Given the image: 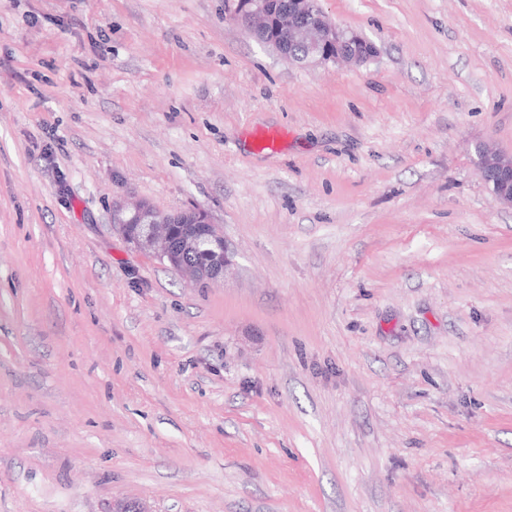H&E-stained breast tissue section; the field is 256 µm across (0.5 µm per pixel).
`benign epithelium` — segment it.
Returning a JSON list of instances; mask_svg holds the SVG:
<instances>
[{
	"label": "benign epithelium",
	"mask_w": 512,
	"mask_h": 512,
	"mask_svg": "<svg viewBox=\"0 0 512 512\" xmlns=\"http://www.w3.org/2000/svg\"><path fill=\"white\" fill-rule=\"evenodd\" d=\"M236 16L243 28L292 62L362 65L375 56L376 47L358 33L330 23L319 0H237ZM477 172L494 197L512 206V157L484 145L476 148ZM112 223L136 249L152 251L179 269L181 277L206 286L222 278L234 265V251L219 226L198 208L164 213L147 200L122 198L112 203ZM219 249V260L201 280L193 267L180 265L178 251L192 252L203 242Z\"/></svg>",
	"instance_id": "1"
}]
</instances>
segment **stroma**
Returning a JSON list of instances; mask_svg holds the SVG:
<instances>
[{"mask_svg": "<svg viewBox=\"0 0 512 512\" xmlns=\"http://www.w3.org/2000/svg\"><path fill=\"white\" fill-rule=\"evenodd\" d=\"M0 0V512H512V0ZM279 128V151L251 133ZM237 252L186 284L127 193ZM277 1L287 4L280 6ZM237 2L236 16L243 28L289 61L362 65L376 54L373 43L330 23L318 0ZM477 172L494 197L512 206V157L498 154L484 145L476 148ZM112 224H116L122 236L136 249L157 253L162 261H169L178 268L181 277L188 283L206 286L224 278L234 265V251L225 239L219 226L209 215L198 208H187L172 213H164L147 200L122 198L112 203ZM180 226V239L177 245L172 241L173 229ZM219 249V260L214 268L200 281L192 266L178 265L173 255L177 251L192 252L203 242Z\"/></svg>", "mask_w": 512, "mask_h": 512, "instance_id": "1", "label": "stroma"}]
</instances>
